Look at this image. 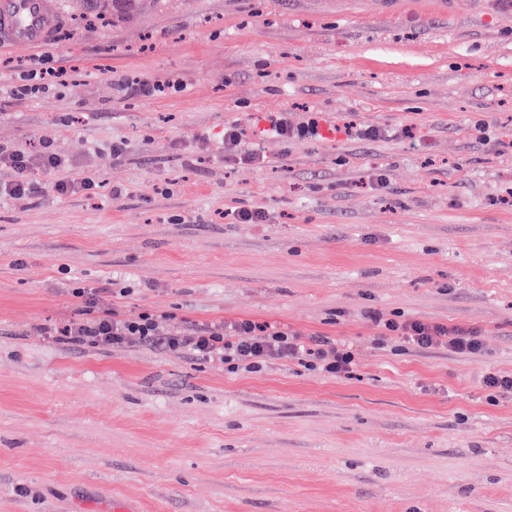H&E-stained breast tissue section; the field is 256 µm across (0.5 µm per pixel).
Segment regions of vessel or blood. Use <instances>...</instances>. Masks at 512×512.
Masks as SVG:
<instances>
[{
    "label": "vessel or blood",
    "instance_id": "1",
    "mask_svg": "<svg viewBox=\"0 0 512 512\" xmlns=\"http://www.w3.org/2000/svg\"><path fill=\"white\" fill-rule=\"evenodd\" d=\"M59 15L49 0H0V45L39 46L48 43Z\"/></svg>",
    "mask_w": 512,
    "mask_h": 512
}]
</instances>
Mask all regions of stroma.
<instances>
[{"instance_id":"1","label":"stroma","mask_w":512,"mask_h":512,"mask_svg":"<svg viewBox=\"0 0 512 512\" xmlns=\"http://www.w3.org/2000/svg\"><path fill=\"white\" fill-rule=\"evenodd\" d=\"M56 5L49 43L0 50V144L66 160L0 196V512H512V395L483 385L512 373V0ZM38 58L65 84L16 96ZM124 76L177 88L130 98ZM283 109L319 113L321 139L266 140ZM228 123L263 163L225 161ZM76 287L156 310L163 336L241 318L331 336L355 373L69 347L43 328ZM390 319L483 348L404 350ZM71 11L78 15H110L113 12L123 13L139 7L141 0H68Z\"/></svg>"}]
</instances>
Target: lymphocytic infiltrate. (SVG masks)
Here are the masks:
<instances>
[{
  "mask_svg": "<svg viewBox=\"0 0 512 512\" xmlns=\"http://www.w3.org/2000/svg\"><path fill=\"white\" fill-rule=\"evenodd\" d=\"M0 164L12 169L14 174L9 194L23 197L39 190L31 177L33 167L55 170L63 167L64 160L47 147L33 157L0 146ZM71 297L77 319L48 330L54 341L71 347L159 345L173 354L198 357L233 372L248 373L261 371L277 361L296 360L308 369L339 377L350 375L355 361L349 346L327 336L304 335L250 319L191 324L162 336L157 332L155 311L127 317L113 308H99L91 290L84 287L72 289ZM383 327L389 335L413 348H443L465 355L482 349L480 336L472 329L419 320H389Z\"/></svg>",
  "mask_w": 512,
  "mask_h": 512,
  "instance_id": "lymphocytic-infiltrate-1",
  "label": "lymphocytic infiltrate"
}]
</instances>
